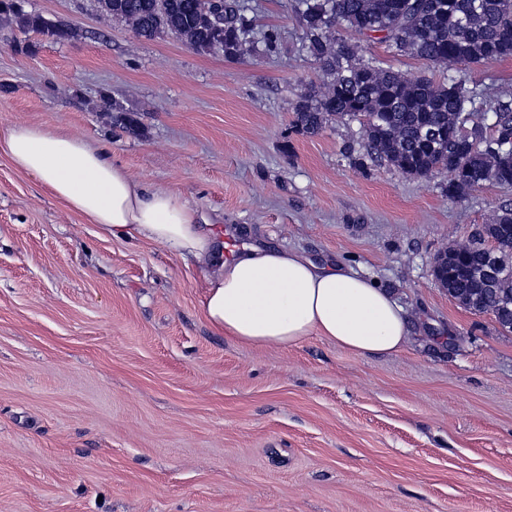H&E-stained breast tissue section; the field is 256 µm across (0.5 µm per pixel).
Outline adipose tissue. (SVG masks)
<instances>
[{
	"label": "adipose tissue",
	"mask_w": 512,
	"mask_h": 512,
	"mask_svg": "<svg viewBox=\"0 0 512 512\" xmlns=\"http://www.w3.org/2000/svg\"><path fill=\"white\" fill-rule=\"evenodd\" d=\"M0 150L105 234L159 243L200 264L206 272L203 313L225 338L263 349L316 335L359 355L395 353L409 340L403 309L374 281L266 245H249L225 258L196 207L136 182L105 148L18 124Z\"/></svg>",
	"instance_id": "1"
}]
</instances>
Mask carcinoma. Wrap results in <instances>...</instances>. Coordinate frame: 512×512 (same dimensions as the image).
I'll use <instances>...</instances> for the list:
<instances>
[{
	"instance_id": "1",
	"label": "carcinoma",
	"mask_w": 512,
	"mask_h": 512,
	"mask_svg": "<svg viewBox=\"0 0 512 512\" xmlns=\"http://www.w3.org/2000/svg\"><path fill=\"white\" fill-rule=\"evenodd\" d=\"M214 17L212 0H97L100 13L129 24L139 38L173 34L203 54L234 58L253 32L241 0H223ZM302 49L326 74L296 102L292 127L313 137L331 120H357L358 146H346L353 164L383 163L412 178L448 171V197L462 200L490 183L512 190V90L489 108L475 107L476 94L453 75L459 65H484L512 57V0H293ZM0 13L14 17L24 33L55 42L73 37L67 24L28 13L21 0H0ZM349 29L377 36L400 57L424 60L448 72L433 84L383 65L368 47L335 36ZM113 122L133 137L138 118L112 105ZM467 126L466 137L459 136ZM498 241V276L485 274L487 239ZM448 295L500 326L512 322V208H501L470 238L441 251Z\"/></svg>"
}]
</instances>
